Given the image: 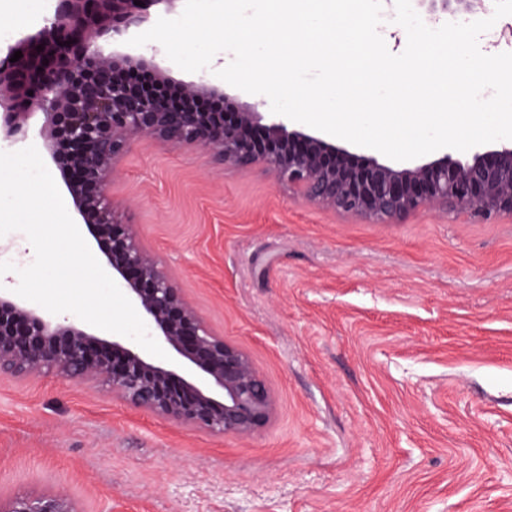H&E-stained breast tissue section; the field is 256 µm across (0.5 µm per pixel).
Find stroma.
<instances>
[{
    "mask_svg": "<svg viewBox=\"0 0 512 512\" xmlns=\"http://www.w3.org/2000/svg\"><path fill=\"white\" fill-rule=\"evenodd\" d=\"M56 0H0V50ZM108 197L273 393L209 435L111 391L0 378V495L80 512H512V218L397 224L311 205L267 167L134 142ZM0 512H80L75 500L64 492L0 496Z\"/></svg>",
    "mask_w": 512,
    "mask_h": 512,
    "instance_id": "1",
    "label": "stroma"
}]
</instances>
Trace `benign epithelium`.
<instances>
[{
  "label": "benign epithelium",
  "mask_w": 512,
  "mask_h": 512,
  "mask_svg": "<svg viewBox=\"0 0 512 512\" xmlns=\"http://www.w3.org/2000/svg\"><path fill=\"white\" fill-rule=\"evenodd\" d=\"M57 0L53 16L16 45L22 57H0V137L27 139L28 103L41 111L38 135L50 161L66 176L75 212L93 239L105 242L112 278L172 352L160 362L122 337L110 340L60 314L0 291V375L44 373L75 383H102L129 404L211 435L248 436L268 423L273 396L250 358L216 335L182 296L174 279L143 249L131 224L120 222L107 197L115 159L136 139L196 147L225 165H263L316 206L394 224L423 209H453L483 219L512 216V143L495 149L446 150L414 167L381 163L290 126L287 118L234 103L233 121L203 112L196 102L227 99L206 75L183 84L172 100L157 61L107 44L127 40L156 4L177 0ZM431 14L470 15L490 0H416ZM68 45H63V42ZM43 46L37 51V46ZM147 70L152 83L126 72ZM33 92L22 99L15 88ZM0 512H79L64 492L0 496Z\"/></svg>",
  "instance_id": "1"
}]
</instances>
